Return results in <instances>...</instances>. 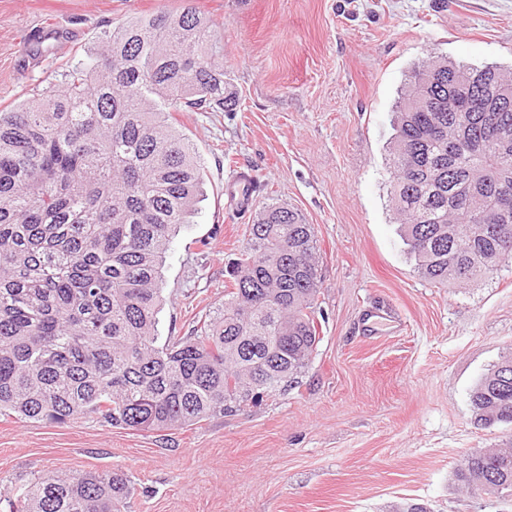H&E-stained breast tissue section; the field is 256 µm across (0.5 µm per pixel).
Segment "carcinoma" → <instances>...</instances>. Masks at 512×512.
<instances>
[{
  "label": "carcinoma",
  "instance_id": "carcinoma-1",
  "mask_svg": "<svg viewBox=\"0 0 512 512\" xmlns=\"http://www.w3.org/2000/svg\"><path fill=\"white\" fill-rule=\"evenodd\" d=\"M232 106L224 45L192 6L113 26L59 82L0 111L1 416L157 432L300 386L321 341L319 248L285 203L246 225L224 305L157 344L166 254L205 185L172 113ZM391 129L389 199L417 273L464 285L512 261V67L422 62ZM470 402L474 423L512 426V350ZM455 478L512 497V442L465 455ZM129 492L118 471H49L9 512H115Z\"/></svg>",
  "mask_w": 512,
  "mask_h": 512
}]
</instances>
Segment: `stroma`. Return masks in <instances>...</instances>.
<instances>
[{"instance_id":"35a3bbf8","label":"stroma","mask_w":512,"mask_h":512,"mask_svg":"<svg viewBox=\"0 0 512 512\" xmlns=\"http://www.w3.org/2000/svg\"><path fill=\"white\" fill-rule=\"evenodd\" d=\"M190 5L224 43L237 108L174 115L206 198L168 251L158 335H186L223 303L249 222L224 188L248 170L256 202L288 203L315 228L321 342L301 388L188 428L0 416V512L53 469L122 471L134 492L121 512H512L454 476L463 455L512 435L470 410L477 380L512 346V265L464 287L421 278L386 165L400 89L428 54L512 66V0H0V109L40 94L119 21ZM50 21L51 51L27 43ZM370 310L398 328L368 334Z\"/></svg>"}]
</instances>
